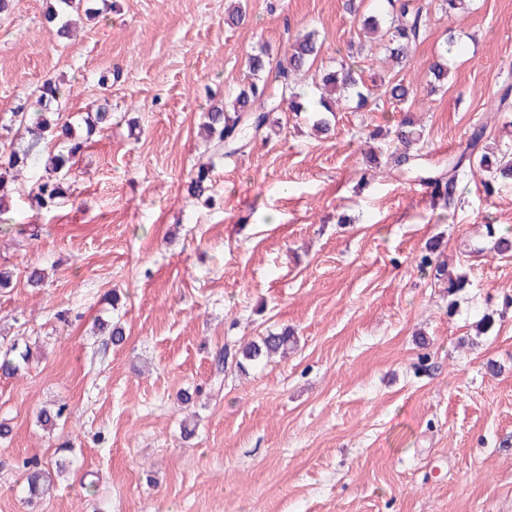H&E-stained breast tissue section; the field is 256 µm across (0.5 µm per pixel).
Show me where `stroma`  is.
I'll return each mask as SVG.
<instances>
[{"label":"stroma","instance_id":"1","mask_svg":"<svg viewBox=\"0 0 512 512\" xmlns=\"http://www.w3.org/2000/svg\"><path fill=\"white\" fill-rule=\"evenodd\" d=\"M49 3L13 0L0 19V152L26 146L11 111L49 77L63 117L107 103L112 125L76 157L63 207L33 215L31 165L0 212V356L32 351L0 373V512H512V257L484 228L512 227V184L488 196L469 177L448 217L421 181L512 86V0L430 7L405 81L425 88L447 34L464 52L423 102L338 112L326 137L275 112L216 159L199 127L247 83L248 55L279 59L314 29L317 68H336L359 39L344 0H241L239 25L232 0H107L66 41ZM407 111L424 127L414 173L385 154L369 168L361 142ZM208 160L209 205L188 193ZM430 241L463 292L419 270ZM285 327L293 350L242 364ZM60 403L67 421L41 426ZM21 460L52 473L38 499Z\"/></svg>","mask_w":512,"mask_h":512}]
</instances>
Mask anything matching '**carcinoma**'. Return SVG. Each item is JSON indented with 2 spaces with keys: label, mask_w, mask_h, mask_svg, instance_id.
Wrapping results in <instances>:
<instances>
[{
  "label": "carcinoma",
  "mask_w": 512,
  "mask_h": 512,
  "mask_svg": "<svg viewBox=\"0 0 512 512\" xmlns=\"http://www.w3.org/2000/svg\"><path fill=\"white\" fill-rule=\"evenodd\" d=\"M89 0H54L47 7L46 20L55 29L60 39L71 36L73 29L83 20L96 15V9L88 5ZM363 0H346V9L362 26L383 30L381 49L397 65L402 66L412 58L420 39L428 27V13L414 0H376L378 12L360 13ZM321 48L316 31L300 32L289 41L285 55L273 63L263 48L247 57L250 81L230 101L217 103L204 114L203 129L217 156H232L244 151L254 138L271 127L270 115L277 111L281 103L288 102V109L299 115L313 113V126L321 131H329V120L322 116L326 112L335 115L336 100L339 94L352 101L356 109L369 107L379 98L387 96L397 102H406L417 96V91L394 75L380 83L367 85L352 63H341L336 69L324 72L322 82L329 96L318 99H304V92L295 87V77L302 71L310 70L316 63ZM462 50L454 35H449L444 46L437 52L428 73L430 80L427 88L435 91L448 81V52ZM37 102L45 111L30 113L26 104L18 103L12 116L20 124L27 125L31 141L21 149H13L0 159V208L6 199L18 192L10 171L26 167L29 163L41 160L46 176L40 179L37 187L28 193L33 209L38 212L51 211L68 199V180L72 160L85 147L87 140L96 131L112 126V112L106 106H100L94 112L86 113L82 123L75 124L62 117L55 105L59 104L62 89L59 82L52 78L44 80L37 88ZM486 126L481 124L471 132L466 146L448 160V168L425 181L433 185V196L444 209H452L460 201L461 186L474 174L475 168L487 173L482 186L486 195L495 193L500 184L512 182V166L492 167V163L481 146ZM422 128L408 115L404 116L392 131V141L396 143L394 163L399 167L409 165L412 154L410 148L420 142ZM53 143L59 151L44 154L41 145ZM212 168L201 166L191 178L188 191L195 198L210 196L212 191ZM294 342V335L288 329L270 333L261 343H251L241 350L246 361H257L267 355L288 350ZM13 358L4 359L0 370L5 374L18 373L29 357V350L12 346ZM25 470L29 499L40 497L46 491L48 473L38 464L25 460Z\"/></svg>",
  "instance_id": "carcinoma-1"
}]
</instances>
